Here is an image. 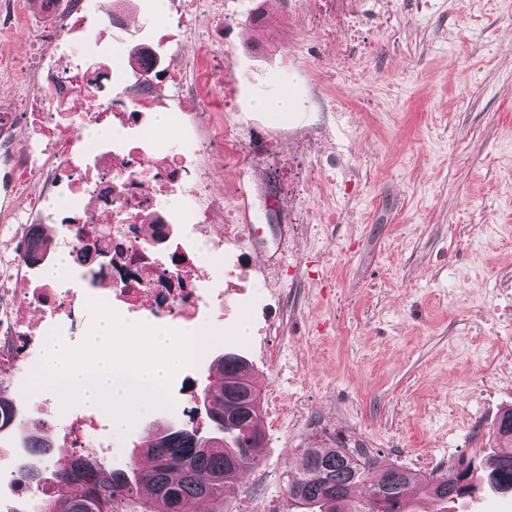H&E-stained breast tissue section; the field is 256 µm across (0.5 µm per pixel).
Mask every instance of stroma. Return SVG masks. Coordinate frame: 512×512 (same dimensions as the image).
I'll list each match as a JSON object with an SVG mask.
<instances>
[{"label": "stroma", "instance_id": "obj_1", "mask_svg": "<svg viewBox=\"0 0 512 512\" xmlns=\"http://www.w3.org/2000/svg\"><path fill=\"white\" fill-rule=\"evenodd\" d=\"M166 2L126 0L129 29L93 39L89 62L144 41ZM224 3L212 80L232 94L226 135L271 149L268 162H244L240 180L272 203L253 270L278 265L281 292L249 283L229 295L210 350L245 356L260 403L279 395L285 413L281 428L261 420L262 455L226 488L224 512L286 506L307 448H367L423 474L485 461L512 408V0H398L392 19L383 0H351L335 12L330 54L315 27L329 0ZM43 19L40 0H0L1 99L41 93L16 63ZM285 92L296 108L281 123L258 102ZM275 314L286 320L276 337L265 331ZM275 347L296 383L279 379ZM208 364L178 371L172 407L126 434L97 413L91 436L113 465L149 428H208L194 394ZM9 397L50 434L83 413L33 397L21 374Z\"/></svg>", "mask_w": 512, "mask_h": 512}]
</instances>
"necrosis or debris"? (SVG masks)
I'll return each instance as SVG.
<instances>
[{
    "label": "necrosis or debris",
    "mask_w": 512,
    "mask_h": 512,
    "mask_svg": "<svg viewBox=\"0 0 512 512\" xmlns=\"http://www.w3.org/2000/svg\"><path fill=\"white\" fill-rule=\"evenodd\" d=\"M92 4L93 0H43V11L53 23L40 32L22 68L37 78L58 45L75 54L83 52ZM209 11L214 25L194 72H187L176 55L160 57L150 40L135 55L121 56L99 73L70 63L48 82L42 97L27 104L24 116H17L11 100H0V145L12 141L19 125L28 142L25 151L12 157L9 169L11 191L22 203L0 222L1 235L21 241L15 258L0 261V368L28 371L29 352L37 342L27 328L29 315L74 325L92 299L131 313L149 310L160 323L201 314L223 318L225 294L220 284L249 265L246 250L230 252L226 246L241 237L253 241L263 235L238 172L244 159L264 155L267 146L260 140H225L224 192L202 196L206 176L194 159L210 150L211 134L219 127L210 69L224 39V0H209ZM165 95L179 104L193 102L194 123L203 133L159 157L150 106ZM82 96L97 101L84 113L85 123L127 132L123 139L98 145L85 158L76 150L78 127L68 111L70 102ZM34 184L44 194L64 193L79 200V207L61 219L65 233L58 246L89 274L90 287L26 288L15 278L16 266L34 270L43 264V230L54 221L42 197L31 195ZM175 194L182 197V210L168 205ZM99 214L108 217V224L96 222ZM187 221L199 231L217 223L224 231L214 239H192L183 247L176 240ZM206 252L222 259L221 272H212L204 262Z\"/></svg>",
    "instance_id": "4bbe7bcc"
}]
</instances>
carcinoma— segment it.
<instances>
[{"instance_id":"cac0c4a2","label":"carcinoma","mask_w":512,"mask_h":512,"mask_svg":"<svg viewBox=\"0 0 512 512\" xmlns=\"http://www.w3.org/2000/svg\"><path fill=\"white\" fill-rule=\"evenodd\" d=\"M216 382L201 391L209 432L169 427L152 432L134 444L131 460L105 471L71 458L46 475L18 470L51 494L37 492V502L23 512H196L201 499L212 512H224V490L244 469L254 465L263 448L259 427L261 409L249 362L226 352L210 363ZM24 424L13 405L0 399V432ZM500 448L485 463L480 483L472 480V463L459 462L446 470L422 475L351 448H308L301 471L288 484V508L305 512H407L405 496L419 488L433 512H447L448 499L470 496L485 488L512 493V409L499 417ZM21 446L30 454L46 455L51 446L43 434L26 430ZM207 474L200 482L198 476ZM368 486L365 502L350 499V488Z\"/></svg>"}]
</instances>
